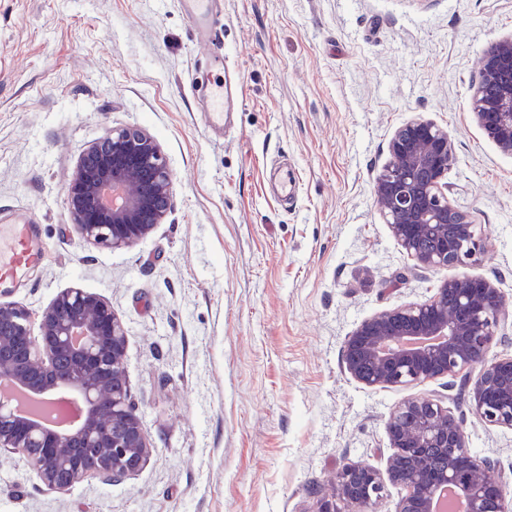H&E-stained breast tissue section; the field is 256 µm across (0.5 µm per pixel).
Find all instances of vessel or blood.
Masks as SVG:
<instances>
[{
	"instance_id": "1",
	"label": "vessel or blood",
	"mask_w": 512,
	"mask_h": 512,
	"mask_svg": "<svg viewBox=\"0 0 512 512\" xmlns=\"http://www.w3.org/2000/svg\"><path fill=\"white\" fill-rule=\"evenodd\" d=\"M185 5L196 27L207 29L214 0H186ZM224 105V85L219 82L209 90L203 107L211 129H223ZM41 260L36 224L24 218L12 224L0 225V288L22 286Z\"/></svg>"
}]
</instances>
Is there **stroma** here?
I'll return each instance as SVG.
<instances>
[{"label":"stroma","instance_id":"stroma-1","mask_svg":"<svg viewBox=\"0 0 512 512\" xmlns=\"http://www.w3.org/2000/svg\"><path fill=\"white\" fill-rule=\"evenodd\" d=\"M510 35L512 0H217L206 49L181 0H0V221L33 217L44 248L6 299L35 317L69 288L108 299L153 445L134 475L60 492L0 456V512H317L344 464L385 471L403 399L459 406L444 379L364 386L341 353L455 274L415 268L375 202L414 119L453 138L450 197L486 239L467 271L512 303V157L470 111L483 52ZM218 56L234 97L220 136L200 111ZM127 126L158 141L174 203L136 246L91 250L63 188L85 146ZM465 430L512 490V432L470 413Z\"/></svg>","mask_w":512,"mask_h":512}]
</instances>
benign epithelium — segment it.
Wrapping results in <instances>:
<instances>
[{"label": "benign epithelium", "mask_w": 512, "mask_h": 512, "mask_svg": "<svg viewBox=\"0 0 512 512\" xmlns=\"http://www.w3.org/2000/svg\"><path fill=\"white\" fill-rule=\"evenodd\" d=\"M475 121L499 152L512 156V36L484 53L473 85ZM375 182L380 213L401 249L421 268L466 266L486 244L470 215L448 196L456 148L448 131L426 120L404 124L388 143ZM64 197L87 246L130 248L148 237L172 205V178L160 145L146 131L107 133L79 154ZM507 300L492 281L461 275L444 280L430 298L383 310L345 338L342 364L368 387H402L464 378L468 410L486 425L512 430V354L492 353ZM127 336L104 297L82 288L58 293L33 325L28 309L0 301V385L33 391L71 390L83 415L58 432L18 416L0 399V453H21L48 490L84 481L117 482L136 473L153 446L141 424L123 366ZM392 454L382 477L363 462L336 473L340 498L355 512H375L385 482L402 487L397 512H433L445 486L467 512H512L497 463L475 454L463 420L431 397L403 400L391 414ZM444 457L441 482L426 477L434 455Z\"/></svg>", "instance_id": "7a95c632"}]
</instances>
